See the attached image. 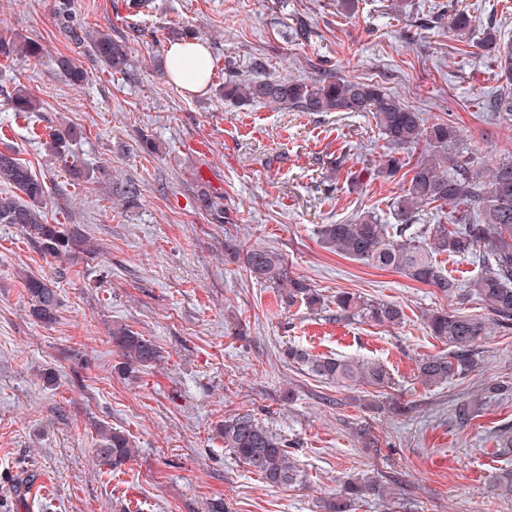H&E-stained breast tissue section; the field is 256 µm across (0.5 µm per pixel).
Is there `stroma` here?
Masks as SVG:
<instances>
[{
    "label": "stroma",
    "instance_id": "1",
    "mask_svg": "<svg viewBox=\"0 0 512 512\" xmlns=\"http://www.w3.org/2000/svg\"><path fill=\"white\" fill-rule=\"evenodd\" d=\"M464 2L477 27L462 53L448 0H154L137 17L123 0H74L86 26L128 38L132 65L112 77L69 40L55 0H0V34L44 49L0 66V89L21 85L40 102L30 123L0 98V139L47 182L48 223L76 225L98 247L95 257L67 264L56 320L41 324L23 277L53 270L16 225L0 224V512H208L219 499L224 512H319L346 475L378 477L395 493L357 512H512V500L491 487L496 473L512 469L494 438L512 423V395L485 403L467 428L451 418L484 382L512 384V328H493L475 371L427 385L419 360L448 345L430 335L424 314L455 302L319 241V225L361 212L397 221L405 179H346L377 166L386 151L371 114L240 107L212 90L184 91L163 74L165 52L153 40L154 30L186 26L208 47L215 75L240 80L311 81L327 68L381 81L426 122L452 121L460 147L488 167L512 158V119L483 108L504 79L480 42L491 26L501 44H512V0ZM302 23L310 34L299 40ZM62 56L86 72L84 83L59 71ZM65 127L78 136L63 163L41 138ZM144 137L154 150L141 149ZM196 141L205 151L193 149ZM119 179L138 184L135 207L113 194ZM206 193L214 208L202 205ZM234 240L286 254L293 275L325 299L348 291L397 302L405 320L340 321L332 307L286 304L226 257ZM116 322L162 351L139 379L116 370ZM289 343L380 361L394 388L380 395L324 383L284 362ZM48 370L57 376L51 387L41 378ZM291 389L297 398L288 403ZM393 396L408 414L389 412ZM245 411L288 439L304 486L269 485L232 458L216 428ZM365 420L380 439L378 454L363 453L353 435ZM99 424L125 431L138 448L120 473L94 458ZM25 469L35 483L21 504L12 482Z\"/></svg>",
    "mask_w": 512,
    "mask_h": 512
}]
</instances>
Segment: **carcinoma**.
<instances>
[{
    "instance_id": "cac0c4a2",
    "label": "carcinoma",
    "mask_w": 512,
    "mask_h": 512,
    "mask_svg": "<svg viewBox=\"0 0 512 512\" xmlns=\"http://www.w3.org/2000/svg\"><path fill=\"white\" fill-rule=\"evenodd\" d=\"M73 0H55L54 15L77 44H89L93 55L115 75L130 68L127 40L112 38L105 28L89 34L87 27L73 22ZM476 17L457 7L450 14V25L457 40L467 44ZM194 32L181 26L170 27L162 36L154 37L163 46L175 39H193ZM43 48L33 42L16 43L0 36V58L17 56L37 59ZM219 91L224 97L247 104H281L299 112H369L380 135L389 146L383 162L371 174L392 178L408 169L406 194L395 203L397 224H384L370 212L362 213L344 224H322L318 229L321 245L339 255L355 259L377 269H392L412 280L438 289L443 295L464 305L481 302L483 314H464L434 309L426 314L432 335L448 342V353L421 359L418 373L429 385L441 384L463 375L475 366V351L490 334L491 326H512V160L491 168L479 164L470 151L456 148L458 131L450 121L425 122L417 112L399 98L387 93L373 81L348 80L326 75L311 82L282 81L271 77L249 81L229 78ZM9 108L17 117H30L39 104L26 88L16 86L7 95ZM487 111L503 117L512 116V91L502 90L488 99ZM46 150L56 159L67 162L70 145L75 138L72 129H55L48 134ZM425 143L427 155L408 166L403 153ZM13 188V193L0 194V224H16L21 232L51 264L80 255L97 253L88 237L67 224H49L42 210L46 200L45 182L16 157L8 144L0 148V184ZM113 192L125 205L136 204L140 191L132 182H117ZM446 213V224H417L423 208ZM254 280L280 290L288 304L301 299L312 310L326 304L314 289L294 276L288 258L267 247L226 244ZM440 254L463 257L482 266L481 273L467 286L460 287L439 267ZM24 286L30 297L32 317L45 324L56 319L60 306L53 281L45 277L27 276ZM336 317L360 319L379 325H398L404 318L403 307L392 302L364 300L361 296L342 292L336 295ZM112 344L121 358L118 370L129 379L154 366L162 358L158 346L150 339L118 324L112 328ZM283 357L307 373L335 384L363 383L378 391L392 385V375L381 362L317 355L290 344ZM512 389L500 382H489L480 394L456 404L454 418L461 427L472 424L477 406L483 400L503 396ZM99 446L95 449L99 465L111 471L120 470L136 455L134 442L123 431L101 425L97 428ZM224 447L253 473L273 486L303 483L299 465L288 450V441L254 415L243 412L224 418L219 427ZM359 445L367 452L380 448L379 438L369 424L354 428ZM497 448L512 454V424L497 429ZM388 486L375 477H346L341 490L323 503L324 512H352L355 504L371 496L384 497Z\"/></svg>"
}]
</instances>
